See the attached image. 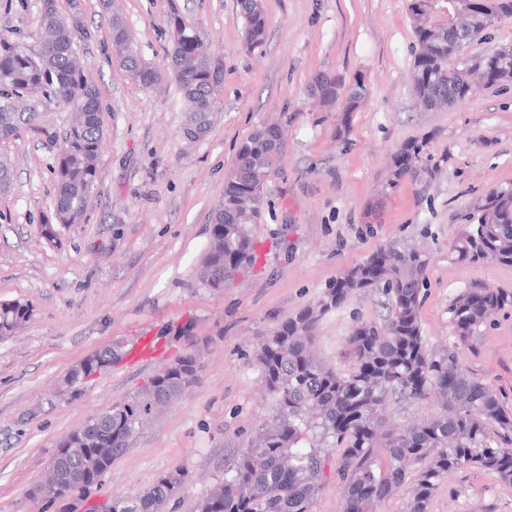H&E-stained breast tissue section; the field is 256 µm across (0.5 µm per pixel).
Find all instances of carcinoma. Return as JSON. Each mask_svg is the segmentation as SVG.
Masks as SVG:
<instances>
[{
	"label": "carcinoma",
	"instance_id": "cac0c4a2",
	"mask_svg": "<svg viewBox=\"0 0 512 512\" xmlns=\"http://www.w3.org/2000/svg\"><path fill=\"white\" fill-rule=\"evenodd\" d=\"M108 15L112 46L128 76L143 88L155 89L161 74L142 58L131 41L124 18ZM245 40L251 49L263 43L266 18L263 0H239ZM40 40L0 38V140H9L40 120L51 103L73 112L59 158L57 199L40 230L55 233L56 224L82 222L97 178L104 112L96 89L79 63L80 43L89 40L80 13L65 18L56 0H42ZM482 25L440 29L420 43L414 57V91L429 110L450 107L470 93L465 74L453 59L460 43L479 37ZM171 67L189 102L187 126L212 124L223 83L221 59L210 53L203 31L183 24L178 13L168 20ZM489 69V84L512 83V47H496L478 56ZM314 93L326 104L336 100V78H316ZM280 130L264 127L244 142L224 179V202L213 212L211 240L203 267L206 286L224 289L227 272L242 270L252 259L249 225L259 223L262 190L272 172ZM423 142H410L394 156V181L432 174ZM470 262L494 259L512 264V188L491 192L477 223L469 225L455 246ZM422 253L390 245L346 273L312 305L282 323L259 343L257 358L268 391L275 399L271 419L257 444L243 448L216 484L200 500L197 512H310L330 450L336 478L344 489L342 512H374L386 496L404 485L407 469L417 466L408 512H428L438 482L450 470L481 469L512 484V412L486 384L465 372L458 345L440 350L425 345L419 324ZM375 290L386 299L383 328L361 324L351 336L356 366L346 374L324 365L311 351L319 319L352 294ZM512 306V292L471 288L452 306L460 342L474 336L496 311ZM30 317L19 302L0 303V339L17 334ZM196 378L186 379L172 364L151 377L135 393L84 421L55 448L40 480L58 486L57 512H76L87 494L84 482L102 477L128 452L144 425L173 402ZM393 398L441 402L442 412L403 428H385L384 413ZM381 448L386 468H376ZM97 469L86 472L89 458ZM175 498L171 484L160 477L138 496L112 494L89 512H165Z\"/></svg>",
	"mask_w": 512,
	"mask_h": 512
}]
</instances>
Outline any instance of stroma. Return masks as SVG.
Instances as JSON below:
<instances>
[{
  "label": "stroma",
  "instance_id": "1",
  "mask_svg": "<svg viewBox=\"0 0 512 512\" xmlns=\"http://www.w3.org/2000/svg\"><path fill=\"white\" fill-rule=\"evenodd\" d=\"M146 62L165 72L147 90L112 50L100 0H57L92 33L81 48L85 74L106 112L97 181L84 223L40 234L55 206L52 167L69 114L49 104L38 125L0 141L13 183L0 191V302L28 304L21 336L0 340V512H56L28 496L58 441L90 416L126 399L189 353L199 379L136 438L97 489L136 495L162 475L188 480L166 512H197L223 481L227 461L272 413L258 345L349 270L392 244L426 259L419 321L428 346L458 344L451 307L467 289L512 291V265L459 260L454 246L487 195L512 187V85L479 88L452 107L427 111L413 88L409 0H264L265 40L251 50L237 0H115ZM201 28L224 65L209 133L189 142L181 91L170 78L171 10ZM39 0H0V37H40ZM331 73L333 104L312 91ZM366 95L345 111L350 88ZM277 124L282 138L252 234L262 253L221 291L199 271L224 175L240 144ZM425 142L430 177L388 182L394 155ZM382 294L350 296L319 321L313 349L337 372L351 371L356 326H383ZM162 354L131 362L141 336ZM118 344L123 357L75 396L68 371ZM459 346V363L512 410V308L493 314ZM429 512H512V486L494 473L454 470Z\"/></svg>",
  "mask_w": 512,
  "mask_h": 512
}]
</instances>
